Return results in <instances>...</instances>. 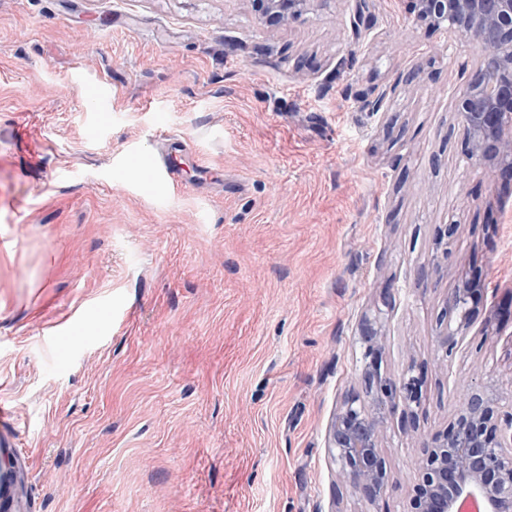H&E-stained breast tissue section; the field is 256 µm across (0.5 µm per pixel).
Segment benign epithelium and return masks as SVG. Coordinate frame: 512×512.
<instances>
[{"mask_svg": "<svg viewBox=\"0 0 512 512\" xmlns=\"http://www.w3.org/2000/svg\"><path fill=\"white\" fill-rule=\"evenodd\" d=\"M258 19L280 28L300 15L308 0H251ZM416 20L468 39L475 67L457 96V117L465 152L504 186L512 185V0H415ZM470 283L460 280L448 297L436 337L443 356L470 327ZM364 392H350L333 417L328 448L341 476L357 494L375 501L391 480L379 445L387 417L399 409L411 426L418 421L420 378L411 360L392 379L380 372L381 330L364 324ZM417 481L410 512H463L468 502L482 512H512V412L498 413L496 401L478 388L459 400L449 430L436 434L414 461Z\"/></svg>", "mask_w": 512, "mask_h": 512, "instance_id": "benign-epithelium-1", "label": "benign epithelium"}]
</instances>
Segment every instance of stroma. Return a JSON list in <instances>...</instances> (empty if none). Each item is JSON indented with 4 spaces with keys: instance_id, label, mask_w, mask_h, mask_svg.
I'll return each mask as SVG.
<instances>
[{
    "instance_id": "obj_1",
    "label": "stroma",
    "mask_w": 512,
    "mask_h": 512,
    "mask_svg": "<svg viewBox=\"0 0 512 512\" xmlns=\"http://www.w3.org/2000/svg\"><path fill=\"white\" fill-rule=\"evenodd\" d=\"M475 61L411 0L277 30L251 0H0V398L33 512H408L463 390L512 410V192L456 118ZM172 138L178 189L154 173ZM368 319L384 375L424 369L374 503L326 447ZM472 295L470 283L462 278L448 297L440 315L439 322L441 325L445 323V330L436 337V342L446 359L448 353H452L458 339L462 337L459 335H463L470 327V308L467 306H469Z\"/></svg>"
}]
</instances>
